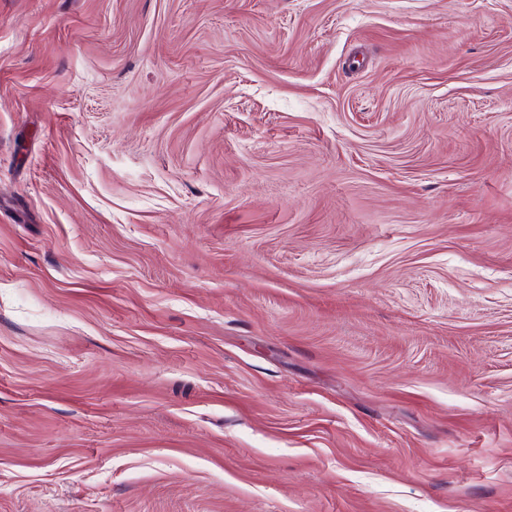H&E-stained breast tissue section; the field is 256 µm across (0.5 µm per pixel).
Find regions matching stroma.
Returning a JSON list of instances; mask_svg holds the SVG:
<instances>
[{"label": "stroma", "instance_id": "stroma-1", "mask_svg": "<svg viewBox=\"0 0 512 512\" xmlns=\"http://www.w3.org/2000/svg\"><path fill=\"white\" fill-rule=\"evenodd\" d=\"M0 512H512V0H0Z\"/></svg>", "mask_w": 512, "mask_h": 512}]
</instances>
